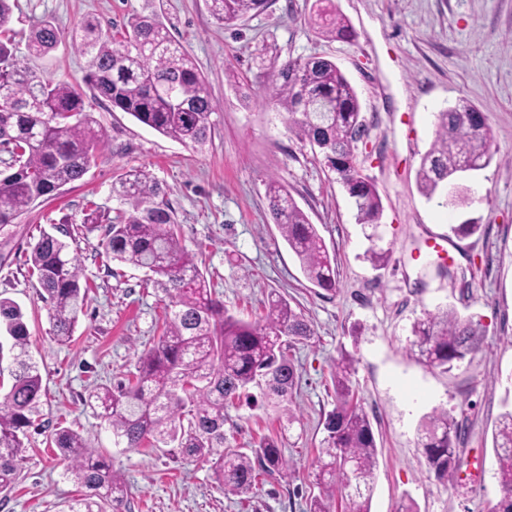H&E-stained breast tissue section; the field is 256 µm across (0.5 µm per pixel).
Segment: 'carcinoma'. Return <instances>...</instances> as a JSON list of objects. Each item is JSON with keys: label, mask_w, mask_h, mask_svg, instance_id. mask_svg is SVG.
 <instances>
[{"label": "carcinoma", "mask_w": 512, "mask_h": 512, "mask_svg": "<svg viewBox=\"0 0 512 512\" xmlns=\"http://www.w3.org/2000/svg\"><path fill=\"white\" fill-rule=\"evenodd\" d=\"M219 22H233L262 10L266 0H209ZM12 0H0V145L11 147L10 172L0 177V240L12 236L14 221L32 206L57 196L80 180L104 143L85 110L84 92L65 81L44 80L16 55L11 35ZM314 23L322 36H352L333 0H315ZM62 34L51 22L31 26L28 52L53 51ZM86 58L85 84L96 101L126 112L143 125L196 151L211 141L217 111L190 55L175 43L157 14L134 15L124 29L105 30L95 18L81 21L71 36ZM270 96L286 114L288 130L308 141L315 155L334 172L356 206L359 224L381 223L383 203L374 182L357 159L363 133L355 88L335 62L323 57L290 58L273 68ZM492 135L483 112L467 100L437 114L435 139L416 173L428 199L471 169L491 159ZM123 205L108 220L102 246L121 264L146 269L170 298L157 342L138 357L128 383L98 386L82 398L112 431L114 445L139 448L172 446L184 458L215 459L221 491L247 495L265 476H288L281 440L267 436L250 452L226 448V411L241 402L259 401L281 408L283 428L298 421L288 400L298 386L289 351L308 343L314 332L302 312L279 293L268 295L266 314L248 322L224 309L182 244L178 224L159 181L146 169L128 171L113 186ZM269 210L281 236L297 256L306 278L327 291L336 288V263L316 225L277 179L267 183ZM31 273L48 307L54 338L72 340L90 286L81 263L59 237L42 232L31 247ZM410 354L431 369L451 371L480 351L483 330L453 308L426 312L412 329ZM21 307L0 298V375L11 384L0 394V490L15 483L25 458L30 429L40 416L42 376L29 351ZM11 363L3 367L4 350ZM353 355L344 351L332 382L336 404L324 418L325 437L315 477L325 493L310 501L308 512H370L377 468V445L363 404L349 386ZM461 429L447 412L427 416L421 445L428 471L438 480L460 467ZM68 461L66 474L92 494L68 505L67 512H121L126 487L121 474L89 449L80 433L60 428L49 436ZM494 448L501 498L493 512H512V409L500 415Z\"/></svg>", "instance_id": "obj_1"}]
</instances>
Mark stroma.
I'll list each match as a JSON object with an SVG mask.
<instances>
[{
    "label": "stroma",
    "instance_id": "35a3bbf8",
    "mask_svg": "<svg viewBox=\"0 0 512 512\" xmlns=\"http://www.w3.org/2000/svg\"><path fill=\"white\" fill-rule=\"evenodd\" d=\"M312 0H268L266 8L220 25L207 0H16L12 27L18 56L38 76L78 85L86 60L70 34L85 17L120 30L135 14H159L205 76L218 111L212 141L198 152L160 135L131 115L93 103L94 127L105 136L82 180L16 221L0 248V295L19 303L46 395L43 419L79 432L104 454L127 485L122 512H307L323 488L315 462L323 420L336 395L331 373L341 351L355 358L350 386L369 414L379 448L371 512H492L501 497L493 436L512 409V0H335L355 36L331 40L310 22ZM64 35L48 55L25 48L33 20ZM331 59L356 89L365 120L358 143L363 174L384 206L378 228L356 221V209L334 173L289 132L267 96L270 73L288 58ZM465 99L483 111L494 156L465 179L473 201L448 204L422 196L421 157L435 138V115ZM149 170L175 213L183 245L236 316L261 320L277 291L297 305L314 331L291 355L300 375L293 406L299 416L281 433L271 406L230 409L231 448L249 451L282 435L287 478L267 476L252 494L219 490L212 461H189L172 448H117L112 432L82 402L99 385L117 386L162 332L167 295L141 269L108 260L103 228L87 230V214L112 215V185L127 170ZM285 184L317 225L336 258V290L312 285L268 210L266 184ZM480 225L453 236L450 225ZM63 228L73 239L91 285L70 344L55 341L47 311L28 272L30 243ZM449 241L451 275L423 254L426 239ZM389 250L387 266L366 258ZM455 308L478 320L480 351L451 372L411 356L412 325L423 312ZM445 410L462 427L463 463L447 482L429 474L418 429ZM66 463L46 437L32 434L16 483L0 492V512H65L86 490L65 476Z\"/></svg>",
    "mask_w": 512,
    "mask_h": 512
}]
</instances>
